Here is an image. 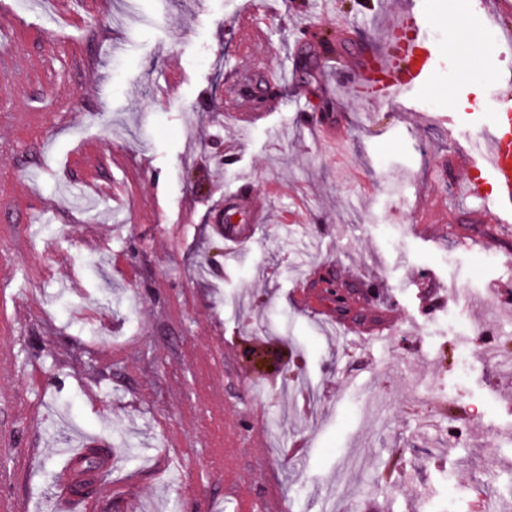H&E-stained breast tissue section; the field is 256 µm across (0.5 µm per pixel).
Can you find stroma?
<instances>
[{"mask_svg": "<svg viewBox=\"0 0 512 512\" xmlns=\"http://www.w3.org/2000/svg\"><path fill=\"white\" fill-rule=\"evenodd\" d=\"M408 6L440 44L481 33L483 64L457 51L435 90L397 100L337 87L332 57L383 50ZM61 9L64 35L21 8L0 41V491L71 512L64 451L90 438L114 464L111 504L89 512H265L271 495L285 512H512V384L486 358L459 375L461 350L512 354V306L493 295L512 291V223L453 191L478 174L465 115L492 112L512 42L470 0ZM246 9L267 36L244 54ZM229 97L280 108L243 132ZM237 193L265 217L256 243L213 227ZM481 253L497 259L478 273ZM315 268L396 332L330 333L295 300Z\"/></svg>", "mask_w": 512, "mask_h": 512, "instance_id": "obj_1", "label": "stroma"}]
</instances>
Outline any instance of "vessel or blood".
Here are the masks:
<instances>
[{"instance_id":"1","label":"vessel or blood","mask_w":512,"mask_h":512,"mask_svg":"<svg viewBox=\"0 0 512 512\" xmlns=\"http://www.w3.org/2000/svg\"><path fill=\"white\" fill-rule=\"evenodd\" d=\"M424 20L413 9L404 10L392 24L396 39L391 50L373 59L340 58L335 71L344 84L369 100H391L407 94L431 81L443 59L436 44L421 33ZM239 29L241 50H248L265 33L255 19L254 11L242 12ZM474 161L480 176L465 181L468 195L490 193L493 221L512 219V72L497 81L495 107L490 119L480 124L474 144ZM234 211L246 214L247 221L236 224L216 216V223L224 227V237L235 243L251 240L262 219L249 196L239 194L232 199Z\"/></svg>"}]
</instances>
